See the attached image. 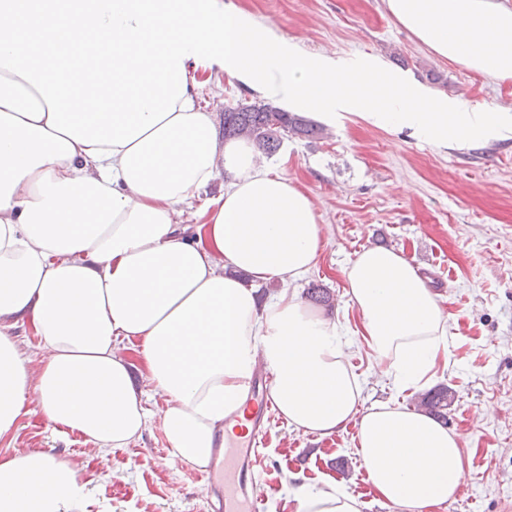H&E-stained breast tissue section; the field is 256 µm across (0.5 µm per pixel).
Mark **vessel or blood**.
<instances>
[{
  "label": "vessel or blood",
  "mask_w": 512,
  "mask_h": 512,
  "mask_svg": "<svg viewBox=\"0 0 512 512\" xmlns=\"http://www.w3.org/2000/svg\"><path fill=\"white\" fill-rule=\"evenodd\" d=\"M268 377L255 375L246 404L251 411L252 430L248 437L225 436L223 448L217 449V465L209 467L203 478L208 491L218 501L221 512H261V499L255 495L260 480L256 468L260 443L266 436L265 423L270 404L267 394Z\"/></svg>",
  "instance_id": "1"
}]
</instances>
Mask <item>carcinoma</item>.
<instances>
[{
  "instance_id": "obj_1",
  "label": "carcinoma",
  "mask_w": 512,
  "mask_h": 512,
  "mask_svg": "<svg viewBox=\"0 0 512 512\" xmlns=\"http://www.w3.org/2000/svg\"><path fill=\"white\" fill-rule=\"evenodd\" d=\"M224 138H246L266 155L276 153L283 135L314 137L321 129L303 116L285 112L269 103L241 104L224 111ZM451 395L442 386L427 392L418 401V406L433 415L442 424H448V406Z\"/></svg>"
}]
</instances>
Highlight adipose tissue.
<instances>
[{
    "instance_id": "obj_1",
    "label": "adipose tissue",
    "mask_w": 512,
    "mask_h": 512,
    "mask_svg": "<svg viewBox=\"0 0 512 512\" xmlns=\"http://www.w3.org/2000/svg\"><path fill=\"white\" fill-rule=\"evenodd\" d=\"M386 6L438 56L512 80V0ZM208 62L331 122L342 110L442 143L512 135V115L306 54L223 0H0V440L33 402L107 453L142 436L151 392L168 403L171 462L204 469L262 367L289 426L329 436L358 420L377 498L433 512L459 490V434L395 403L359 412L343 326L286 289L260 303L240 279H300L324 232L308 195L197 104ZM221 178L187 237L184 206ZM345 279L369 349L404 388L447 359L440 295L401 252L365 248ZM26 325L39 355L17 335ZM122 340L138 341L149 390ZM82 499L68 460L38 448L0 458V512H78ZM295 500L297 512L362 507L337 484L298 486Z\"/></svg>"
}]
</instances>
